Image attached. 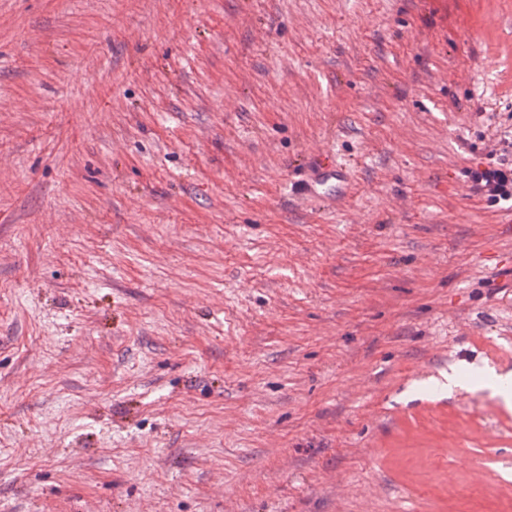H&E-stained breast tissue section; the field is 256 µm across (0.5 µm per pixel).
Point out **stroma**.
<instances>
[{
	"label": "stroma",
	"mask_w": 512,
	"mask_h": 512,
	"mask_svg": "<svg viewBox=\"0 0 512 512\" xmlns=\"http://www.w3.org/2000/svg\"><path fill=\"white\" fill-rule=\"evenodd\" d=\"M511 74L512 0H0V512H512ZM485 161L465 168L469 190L482 196L489 206L512 207V134L488 137ZM351 170L341 158H336V163L322 173L315 181L317 185L329 186L328 191L319 192L313 185H306L301 194L325 205H339L344 202L349 194Z\"/></svg>",
	"instance_id": "1"
}]
</instances>
